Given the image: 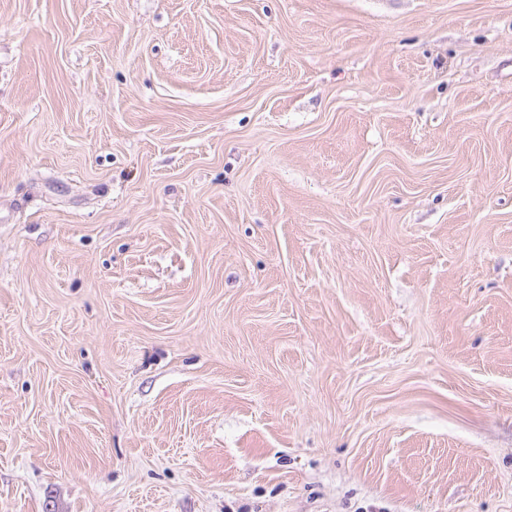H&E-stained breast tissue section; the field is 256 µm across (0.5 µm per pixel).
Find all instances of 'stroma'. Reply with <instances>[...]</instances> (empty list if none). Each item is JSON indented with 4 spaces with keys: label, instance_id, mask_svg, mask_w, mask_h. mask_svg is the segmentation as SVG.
Returning a JSON list of instances; mask_svg holds the SVG:
<instances>
[{
    "label": "stroma",
    "instance_id": "obj_1",
    "mask_svg": "<svg viewBox=\"0 0 512 512\" xmlns=\"http://www.w3.org/2000/svg\"><path fill=\"white\" fill-rule=\"evenodd\" d=\"M0 512H512V0H0Z\"/></svg>",
    "mask_w": 512,
    "mask_h": 512
}]
</instances>
